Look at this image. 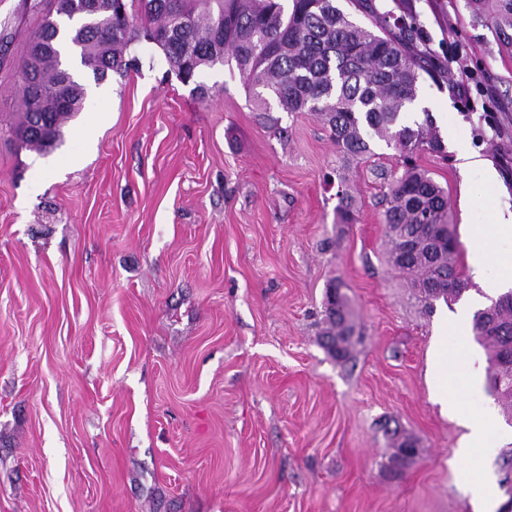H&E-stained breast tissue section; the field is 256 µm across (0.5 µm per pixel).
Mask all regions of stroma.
I'll use <instances>...</instances> for the list:
<instances>
[{
	"label": "stroma",
	"instance_id": "1",
	"mask_svg": "<svg viewBox=\"0 0 512 512\" xmlns=\"http://www.w3.org/2000/svg\"><path fill=\"white\" fill-rule=\"evenodd\" d=\"M32 2L0 0V512H473L466 430L429 374L467 302L424 312L387 262L373 171L400 170L397 152L346 158L310 112L280 113V136L226 67L202 98L144 40L58 148L21 147ZM375 2L416 14L448 72L403 118L431 112L447 155L420 163L467 241L485 201L512 212V52L467 0ZM465 151L481 166L461 169ZM334 281L357 323L345 363L323 345ZM487 367L470 342L459 398L498 418L479 465L499 512L512 425ZM390 426L419 449L396 475Z\"/></svg>",
	"mask_w": 512,
	"mask_h": 512
}]
</instances>
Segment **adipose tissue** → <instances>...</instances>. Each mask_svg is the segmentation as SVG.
<instances>
[{
  "label": "adipose tissue",
  "mask_w": 512,
  "mask_h": 512,
  "mask_svg": "<svg viewBox=\"0 0 512 512\" xmlns=\"http://www.w3.org/2000/svg\"><path fill=\"white\" fill-rule=\"evenodd\" d=\"M487 215L486 224L480 225L468 240L471 273L480 279L486 269L491 268L496 274L494 287L512 285V252L502 247L505 239L512 238V213H504L491 205L487 208ZM465 328L463 317L452 318L450 330L455 341L452 345L444 346L431 360L430 373L434 387L442 396L452 399L456 398L462 381L456 364L468 353ZM460 416L468 430L465 446L461 450L467 463L462 477L476 503L482 506L489 497V486L483 469L473 465L472 460L493 447L495 424L489 415L478 410H464Z\"/></svg>",
  "instance_id": "ef3b65f1"
}]
</instances>
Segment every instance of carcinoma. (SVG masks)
Here are the masks:
<instances>
[{"label":"carcinoma","mask_w":512,"mask_h":512,"mask_svg":"<svg viewBox=\"0 0 512 512\" xmlns=\"http://www.w3.org/2000/svg\"><path fill=\"white\" fill-rule=\"evenodd\" d=\"M86 2L38 0L33 5L41 19L19 66L22 120L14 131L21 145L53 150L63 125L82 109L87 85L76 77L64 105H43L58 86L60 71L67 69L64 45L97 82L110 72L125 77L136 62L125 55L141 40L156 44L170 69L202 94L201 74L226 65L237 70L259 105L272 99L283 112L317 115L348 156L371 153L375 137L396 149L402 172L374 171L387 188L381 205L391 265L412 276L417 300L430 313L437 302H456L468 290L448 193L417 164L422 153L445 154L443 140L426 110L420 122L399 120L418 99L423 75L435 77L426 50L420 48L416 20L382 13L373 0H349L369 17L368 26L353 21L336 0H291L289 9L281 0H112L109 13L93 12ZM467 4L495 34L512 28V0ZM338 198L337 218L349 224L353 199L344 191ZM410 237L421 247L403 254L402 240ZM341 288L339 283L328 288L325 306V348L338 361L357 343ZM472 332L486 351L487 390L512 423V363L501 362L504 348L512 349V290L475 312ZM414 447L408 437L398 442L391 458L394 471L411 461L403 449Z\"/></svg>","instance_id":"obj_1"}]
</instances>
